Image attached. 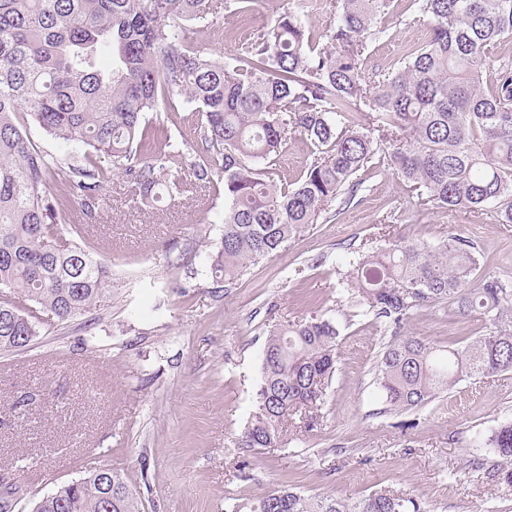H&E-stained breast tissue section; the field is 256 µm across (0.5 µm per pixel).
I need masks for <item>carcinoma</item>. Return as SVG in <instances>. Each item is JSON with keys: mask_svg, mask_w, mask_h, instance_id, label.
Here are the masks:
<instances>
[{"mask_svg": "<svg viewBox=\"0 0 512 512\" xmlns=\"http://www.w3.org/2000/svg\"><path fill=\"white\" fill-rule=\"evenodd\" d=\"M394 0H337L314 34L285 9L253 34L234 62L186 42V26L209 19L208 0H0V350L29 346L37 310L59 321L106 302L109 269L66 231L57 191L99 207L118 175L140 202L172 196L167 129L142 126L148 112L180 100L197 114L191 170L203 191L223 189L224 233L212 259L229 282L282 250L310 224L349 205L376 158L423 204L512 224V0H413L412 22L428 33L387 69L363 68L374 24ZM46 136L83 147L82 159L51 162L18 114ZM313 159L292 181L273 178L288 134ZM108 158L110 166L102 164ZM346 293L387 328L448 302L485 331L460 344L393 335L374 366L383 412L419 410L463 378L512 372V287L481 273L473 242L437 247L399 238L349 257ZM340 331L312 315L270 334L255 410L237 441L242 452L281 446L296 420L326 398ZM486 446L501 463L492 477L512 487V420ZM248 512H427L416 498L380 490L355 502L282 487L253 498ZM33 512H145L127 473L98 468L39 500Z\"/></svg>", "mask_w": 512, "mask_h": 512, "instance_id": "carcinoma-1", "label": "carcinoma"}]
</instances>
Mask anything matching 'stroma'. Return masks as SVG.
Masks as SVG:
<instances>
[{
    "mask_svg": "<svg viewBox=\"0 0 512 512\" xmlns=\"http://www.w3.org/2000/svg\"><path fill=\"white\" fill-rule=\"evenodd\" d=\"M295 2L253 0L244 19L233 0H209L216 20L186 37L229 62L246 35ZM396 3L377 21L367 69L393 64L425 38L409 22L411 0ZM187 113L147 116L168 130L182 195L145 206L117 178L93 214L56 201L63 224L84 225V247L110 267L112 296L90 314L52 322L26 350L0 353V475L19 488L13 512L99 467L125 470L145 512H230L284 485L349 500L391 487L428 512H512V488L491 480L497 457L485 444L512 419V373L460 381L412 412L416 428L402 429L399 416L382 412L373 383L391 336L343 292L348 253L388 236L432 246L466 238L487 274L512 279V224L420 205L383 166L360 203L224 282L211 267L224 198H203L191 183ZM315 313L335 320L342 338L317 426L289 432L283 447L241 453L236 439L254 411L269 330ZM481 329L477 316L438 305L414 312L402 332L438 343Z\"/></svg>",
    "mask_w": 512,
    "mask_h": 512,
    "instance_id": "stroma-1",
    "label": "stroma"
}]
</instances>
